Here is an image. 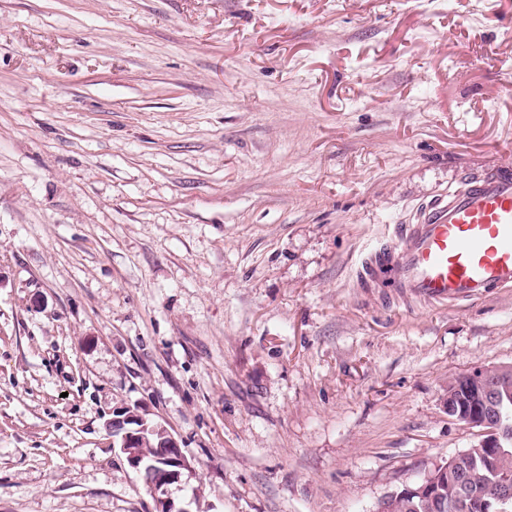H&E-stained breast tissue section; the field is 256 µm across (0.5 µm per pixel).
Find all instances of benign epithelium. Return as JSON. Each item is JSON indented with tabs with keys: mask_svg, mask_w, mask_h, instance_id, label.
I'll return each instance as SVG.
<instances>
[{
	"mask_svg": "<svg viewBox=\"0 0 512 512\" xmlns=\"http://www.w3.org/2000/svg\"><path fill=\"white\" fill-rule=\"evenodd\" d=\"M489 375L484 370H475L461 377V382L456 384L455 392L459 395V405L447 403L448 415L480 428V447L488 449L487 459L494 460L502 452L501 417L490 410V392L492 387L487 384ZM140 417V414L130 408L116 412L112 419L106 423L112 435L120 439L122 452L128 454V460L133 468L140 467L142 457L136 452L140 435L126 429L125 423ZM167 435L166 459L169 463L178 467L176 471L167 469L156 470V466L149 465L147 469L157 471V476L150 485V492L155 503L154 512H173L171 498L168 496V487L180 480V470L188 467L187 461L182 455L177 439L169 430H164ZM456 480L462 488L461 502L453 504V508L462 506L477 508L481 512H506L508 503L512 501V479L504 477L501 481L500 493L493 499L475 497L469 494V481L461 473L454 472L453 468L442 463H436L429 468L423 477L412 483L404 484L405 490L416 495L431 512H445L447 504L441 497L439 485L444 478Z\"/></svg>",
	"mask_w": 512,
	"mask_h": 512,
	"instance_id": "benign-epithelium-1",
	"label": "benign epithelium"
}]
</instances>
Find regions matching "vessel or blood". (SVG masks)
Masks as SVG:
<instances>
[{
  "mask_svg": "<svg viewBox=\"0 0 512 512\" xmlns=\"http://www.w3.org/2000/svg\"><path fill=\"white\" fill-rule=\"evenodd\" d=\"M367 273L439 303L512 288V169H488L423 207Z\"/></svg>",
  "mask_w": 512,
  "mask_h": 512,
  "instance_id": "b4317fda",
  "label": "vessel or blood"
}]
</instances>
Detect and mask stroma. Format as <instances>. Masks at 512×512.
Wrapping results in <instances>:
<instances>
[{
    "mask_svg": "<svg viewBox=\"0 0 512 512\" xmlns=\"http://www.w3.org/2000/svg\"><path fill=\"white\" fill-rule=\"evenodd\" d=\"M512 167V0H0V512H375L479 440L512 290L445 307L368 256ZM138 417L142 419V422L145 421L142 415L133 412L130 408H126L121 411H113L112 419L106 423V426L112 433V437H119L122 452L128 453L127 458L131 466L137 470H139L142 457L136 452L135 448H138V440L142 435L126 429L125 423ZM162 443L163 436H161L160 433H150L146 431L144 440L140 442L141 448H138L139 453L144 457L143 464H158L159 461H156V459L160 454ZM138 473V472H137ZM143 481L144 487L147 492H151L155 503L154 512H184L183 509L173 511L172 510V499L168 496V487L174 481L180 480L179 471H170L167 469H161L157 472V476L153 483L149 487L150 474L142 469L138 473ZM149 492V494H150Z\"/></svg>",
    "mask_w": 512,
    "mask_h": 512,
    "instance_id": "stroma-1",
    "label": "stroma"
}]
</instances>
